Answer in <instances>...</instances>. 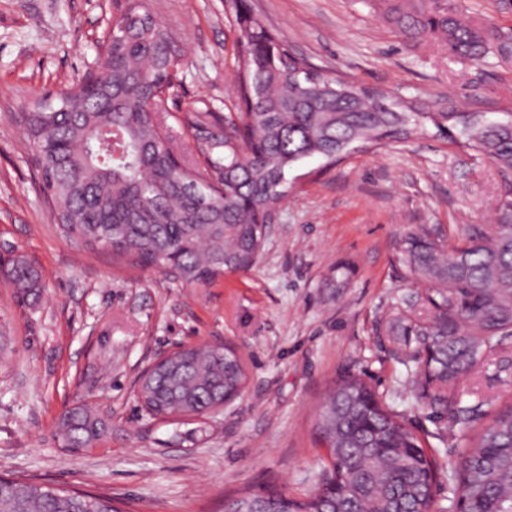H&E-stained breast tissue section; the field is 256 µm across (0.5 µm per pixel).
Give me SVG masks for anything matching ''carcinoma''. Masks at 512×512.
Returning <instances> with one entry per match:
<instances>
[{"instance_id":"obj_1","label":"carcinoma","mask_w":512,"mask_h":512,"mask_svg":"<svg viewBox=\"0 0 512 512\" xmlns=\"http://www.w3.org/2000/svg\"><path fill=\"white\" fill-rule=\"evenodd\" d=\"M128 28L103 47L86 84L52 100L34 98L22 129L41 190L61 231L87 248H105L190 286L207 285L258 260L288 170L309 159L328 162L356 147L436 134L487 158L498 176L494 223L471 228L468 242L448 244L425 224L399 241L397 275L424 285L395 298L380 323L393 356L411 372L417 405L431 411L435 439L448 422L482 419L483 404L462 406L456 384L512 336V112H418L379 90L342 83L313 67L243 11L235 16L243 48L234 54L233 112L190 109L181 121L203 144V162L186 160L168 125V99L181 49L144 0H126ZM383 18L416 45L440 43L448 54L512 60V32L472 15L466 0H373ZM9 276L24 298L41 288L23 256ZM245 369L228 347L184 349L148 370L139 399L155 418L200 417L241 391ZM329 464L320 491L305 498L263 490L228 502L227 512H434L438 465L420 437L384 407L363 378L341 379L317 426ZM106 431L89 407L59 418L57 434L74 450ZM467 512H512V407L467 438L459 485ZM0 512H118L112 499L0 477Z\"/></svg>"}]
</instances>
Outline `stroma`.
<instances>
[{"label":"stroma","mask_w":512,"mask_h":512,"mask_svg":"<svg viewBox=\"0 0 512 512\" xmlns=\"http://www.w3.org/2000/svg\"><path fill=\"white\" fill-rule=\"evenodd\" d=\"M184 50L178 109L224 113L234 96L240 37L224 0H146ZM271 32L314 67L414 101L512 112V61L449 57L439 44L407 47L370 0H246ZM124 0H0V476L102 495L124 512H224L226 499L272 488L315 491L325 464L316 424L336 382L352 373L375 386L409 426L432 430L405 366L375 336L410 283L395 272L401 236L426 224L449 245L489 223L497 176L481 156L426 128L388 142L314 158L288 172V193L257 264L192 287L132 267L111 250L65 238L47 204L19 121L32 98L75 86ZM40 271L36 301H21L6 274L16 255ZM204 342L241 356L240 394L210 415L158 419L136 381L158 355ZM512 337L462 380L458 401L512 406ZM87 405L108 424L94 447L66 448L60 413ZM461 427L431 440L435 498L455 505Z\"/></svg>","instance_id":"obj_1"}]
</instances>
